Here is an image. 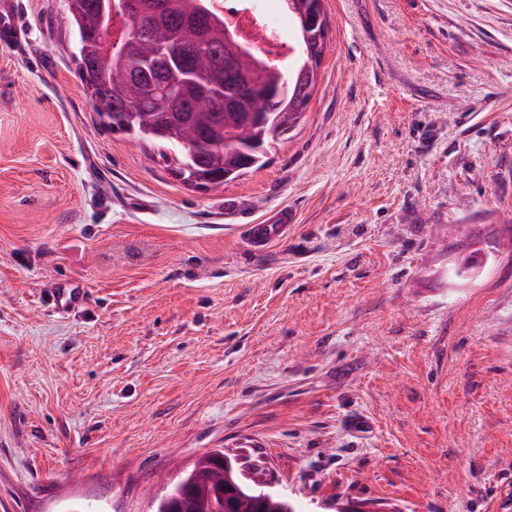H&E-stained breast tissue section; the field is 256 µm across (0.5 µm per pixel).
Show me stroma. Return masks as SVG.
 Segmentation results:
<instances>
[{
  "instance_id": "35a3bbf8",
  "label": "stroma",
  "mask_w": 512,
  "mask_h": 512,
  "mask_svg": "<svg viewBox=\"0 0 512 512\" xmlns=\"http://www.w3.org/2000/svg\"><path fill=\"white\" fill-rule=\"evenodd\" d=\"M323 9L301 125L203 191L102 125L67 0H19L0 42V512H154L213 449L300 512H496L512 0ZM281 205L296 224L253 252L244 226Z\"/></svg>"
}]
</instances>
